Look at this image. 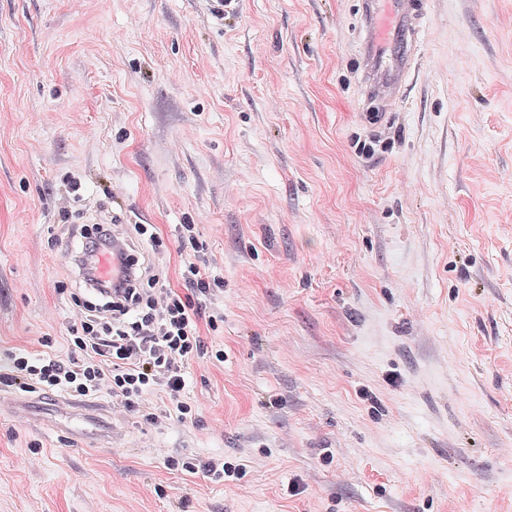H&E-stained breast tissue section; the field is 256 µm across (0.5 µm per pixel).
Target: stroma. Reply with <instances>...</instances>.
<instances>
[{"instance_id": "1", "label": "stroma", "mask_w": 512, "mask_h": 512, "mask_svg": "<svg viewBox=\"0 0 512 512\" xmlns=\"http://www.w3.org/2000/svg\"><path fill=\"white\" fill-rule=\"evenodd\" d=\"M426 2L373 121L360 0H0V356L101 216L224 280L194 422L0 389V512H512V0ZM181 470L191 475L201 472L206 478L223 482L239 480L245 472L244 464H235L224 461V459L200 462L191 457H186L181 461Z\"/></svg>"}]
</instances>
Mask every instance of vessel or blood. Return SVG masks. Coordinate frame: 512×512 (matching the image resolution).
<instances>
[{
    "mask_svg": "<svg viewBox=\"0 0 512 512\" xmlns=\"http://www.w3.org/2000/svg\"><path fill=\"white\" fill-rule=\"evenodd\" d=\"M425 0H364L362 21L369 46L364 74L368 97L392 110L414 66V47Z\"/></svg>",
    "mask_w": 512,
    "mask_h": 512,
    "instance_id": "b4317fda",
    "label": "vessel or blood"
}]
</instances>
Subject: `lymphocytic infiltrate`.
I'll return each mask as SVG.
<instances>
[{
  "label": "lymphocytic infiltrate",
  "mask_w": 512,
  "mask_h": 512,
  "mask_svg": "<svg viewBox=\"0 0 512 512\" xmlns=\"http://www.w3.org/2000/svg\"><path fill=\"white\" fill-rule=\"evenodd\" d=\"M107 230L98 224L84 233L74 259L77 282L90 297L80 303L83 316L68 339L67 357L49 353L47 338L40 349L9 352L0 363V388L81 397L105 391L146 420L161 414L187 420L195 413L184 399L192 361L207 353L224 359L223 350L207 351L201 334L218 330L224 311L215 306L206 314L200 304L216 296L222 281L187 260L180 270L183 288H170L161 274H148L142 263L122 255L110 259L113 281H101L99 236Z\"/></svg>",
  "instance_id": "f902f5d3"
}]
</instances>
